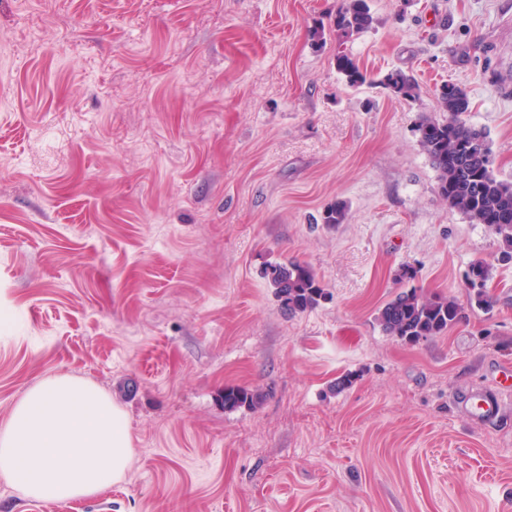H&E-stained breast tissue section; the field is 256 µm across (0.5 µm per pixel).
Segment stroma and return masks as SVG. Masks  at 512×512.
<instances>
[{
	"instance_id": "35a3bbf8",
	"label": "stroma",
	"mask_w": 512,
	"mask_h": 512,
	"mask_svg": "<svg viewBox=\"0 0 512 512\" xmlns=\"http://www.w3.org/2000/svg\"><path fill=\"white\" fill-rule=\"evenodd\" d=\"M367 2L343 41L340 0H0V422L66 374L135 450L90 498L0 477V512H512V387L491 426L455 403L512 368V261L416 133L456 83L512 181V0ZM341 44L372 84L345 85ZM396 68L415 98L376 85ZM287 260L315 309L282 312L263 270ZM478 261L492 310L381 330L400 291L465 298ZM228 385L265 399L225 409ZM374 18L367 0H343L336 13V30L348 39L372 28Z\"/></svg>"
}]
</instances>
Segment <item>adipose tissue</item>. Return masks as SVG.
Wrapping results in <instances>:
<instances>
[{
    "label": "adipose tissue",
    "instance_id": "adipose-tissue-1",
    "mask_svg": "<svg viewBox=\"0 0 512 512\" xmlns=\"http://www.w3.org/2000/svg\"><path fill=\"white\" fill-rule=\"evenodd\" d=\"M134 455L124 412L97 386L47 377L0 423V475L25 497H92L121 480Z\"/></svg>",
    "mask_w": 512,
    "mask_h": 512
}]
</instances>
